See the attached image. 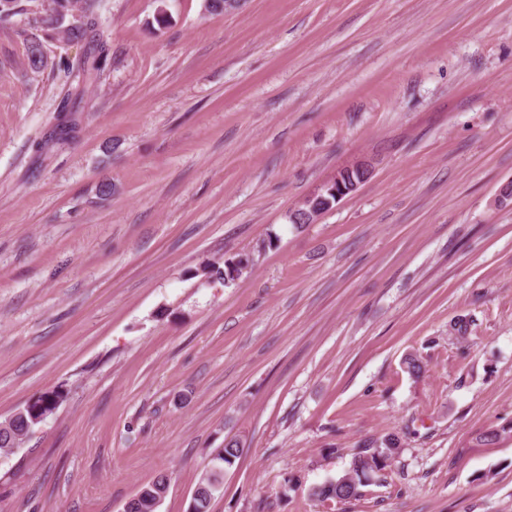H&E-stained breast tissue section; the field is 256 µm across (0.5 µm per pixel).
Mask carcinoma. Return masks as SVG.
Here are the masks:
<instances>
[{
  "mask_svg": "<svg viewBox=\"0 0 512 512\" xmlns=\"http://www.w3.org/2000/svg\"><path fill=\"white\" fill-rule=\"evenodd\" d=\"M102 0H0V23L10 22L16 16H32L36 32L21 31L26 41V64L28 69L39 72L48 66L49 59L45 42L58 39L67 45H88V50L77 62L59 57L57 66L70 82L79 85L96 78L106 62L104 45L94 41L99 25ZM238 259L224 260V267L206 264L205 276L216 277L228 284L235 280L234 272ZM63 398L60 390L46 391L30 399V409L23 414H12L0 421V451H12L26 444L25 437L31 423L30 412L50 415ZM398 439L389 438L384 447L365 444L354 453L351 467L339 478L330 479L313 486L309 496L320 502H345L361 495L360 487L367 485L389 466L398 453ZM244 448L237 440L224 443L211 459L208 469L200 477L192 497L191 512H210L211 503L224 481V470L232 466L243 454ZM169 478L157 476L141 488L127 502V512H157L156 504L168 490Z\"/></svg>",
  "mask_w": 512,
  "mask_h": 512,
  "instance_id": "carcinoma-1",
  "label": "carcinoma"
}]
</instances>
